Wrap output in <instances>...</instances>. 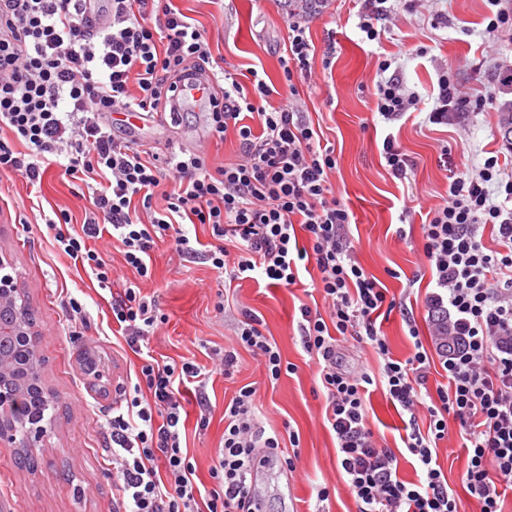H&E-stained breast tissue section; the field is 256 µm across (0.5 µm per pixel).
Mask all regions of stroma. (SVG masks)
<instances>
[{
	"label": "stroma",
	"mask_w": 512,
	"mask_h": 512,
	"mask_svg": "<svg viewBox=\"0 0 512 512\" xmlns=\"http://www.w3.org/2000/svg\"><path fill=\"white\" fill-rule=\"evenodd\" d=\"M176 5L204 27L215 61H226L241 73L251 67L263 71L268 83L281 86L279 58L290 18L284 0H176ZM366 9L365 0H333L330 8L303 17L315 53L312 79L299 83L298 90L314 124L335 147L337 168L330 181L353 215L350 231L361 265L384 281L403 307L412 308L420 339L431 350L433 325L424 304L431 274L420 212L442 202L453 175L478 166L489 154L507 156L499 115L502 105L512 101V86L500 83L497 67L512 64V34L488 41V0H424L416 12L402 14L380 41L369 42L358 28ZM381 56L394 60L400 79L420 98L417 110L392 123L383 122L374 110L376 60ZM444 63L452 66L460 85L494 101L492 110L469 116L464 141L458 127L425 119L435 105ZM205 135L204 115L189 108L180 125L144 129L140 140L161 152L169 145L206 140ZM389 135L414 162L408 179L395 178L385 166L382 143ZM87 207L85 185L62 177L54 164L35 186L18 175L0 179V251L12 258L18 285L35 312L44 380L60 397L50 447L38 453L36 473L18 469L12 449L0 447V512H112V409L120 404L129 368L139 365L140 358L113 334L110 304L113 293L133 281L134 274L126 268L118 242L104 235L95 246L112 262L113 283L100 288L59 251L46 228L63 210L72 224H82ZM151 262L152 279L142 288L157 295L166 318L150 338L156 359L185 358L211 366L212 350L234 344L240 311L248 308L262 318L263 331L276 342L283 363L294 366L272 381L250 352L240 351L232 378L216 374L208 381L212 412L204 429L198 426L193 391L184 389L181 439L198 479L210 480L209 467L224 434L225 400L250 384L257 390L265 428L294 431L300 440L293 477H286L275 461L257 477L265 512H307L315 505L316 486L324 483L334 488L327 512H356L337 463L336 439L323 420L316 366L300 344L299 306L310 275L301 273V285L292 288L253 280L228 285L208 263L184 260L165 242L157 244ZM391 269L399 271V278L388 277ZM73 299L87 315L86 327L71 326ZM86 355L94 356L101 381L84 370ZM367 408L377 440L400 459L401 479L416 481L413 459L403 444L407 415L378 385L370 388ZM437 453L464 512H475L460 481L468 461L460 436L454 433L440 442Z\"/></svg>",
	"instance_id": "stroma-1"
}]
</instances>
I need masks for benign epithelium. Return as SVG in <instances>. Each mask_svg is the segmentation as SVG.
Returning a JSON list of instances; mask_svg holds the SVG:
<instances>
[{"label":"benign epithelium","mask_w":512,"mask_h":512,"mask_svg":"<svg viewBox=\"0 0 512 512\" xmlns=\"http://www.w3.org/2000/svg\"><path fill=\"white\" fill-rule=\"evenodd\" d=\"M11 267L13 264L10 257L0 254V314H8L14 320L20 319V322L5 330L17 346L15 361L11 364L0 360V446L13 448L17 451V457L26 458L44 447L47 431L41 420L45 410L43 402L39 400L27 422L19 424L13 419L12 409L19 394V382L13 367L40 377L44 357L40 351L36 352L34 358L27 354L31 345L39 344L38 332L30 319V305L19 291L14 276L5 272V269Z\"/></svg>","instance_id":"1"}]
</instances>
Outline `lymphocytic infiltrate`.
Segmentation results:
<instances>
[{"label": "lymphocytic infiltrate", "mask_w": 512, "mask_h": 512, "mask_svg": "<svg viewBox=\"0 0 512 512\" xmlns=\"http://www.w3.org/2000/svg\"><path fill=\"white\" fill-rule=\"evenodd\" d=\"M89 1L100 26L85 16ZM310 51L305 26L289 21L281 95L259 74L245 85L227 68H210L205 29L173 0H0V174L17 173L34 185L57 162L64 176L93 184L81 228L64 215L47 229L106 288L112 266L91 242L110 225L139 278L112 297V320L142 360L124 408L112 418V450L122 455L115 512H259L253 488L259 468L276 460L286 472L297 469V456L281 448L284 439L260 427L257 390L245 385L224 404L212 485L195 480L180 441V387L194 385L199 424L207 426L209 376L191 361L169 363L148 353L164 316L157 296L140 288L152 276L157 242L169 241L181 256L191 253L190 223L211 225L214 244L205 257L229 280L257 276L290 287L299 283L300 268H316L313 289L326 308L301 304L300 340L317 367L325 421L356 512H461L437 456L453 425L469 455L461 481L479 512H502L501 496L512 489V167L499 156L485 158L479 170L449 184L447 199L422 224L434 279L425 304L435 315L445 373L429 387L432 358L415 321L407 323L414 352L403 360L393 358L376 326L381 310L397 301L356 257L349 209L330 183L335 148L322 142L301 104L296 80L311 73ZM390 66L378 60L383 77L374 91L375 110L388 122L417 103L389 75ZM206 69L221 90L210 103L208 134L235 137V162L209 165L192 146L161 157L114 134L112 113L168 106L185 77ZM491 105L445 70L428 120L451 124ZM158 195L166 201L160 210L153 206ZM486 226L494 233L489 245ZM349 339L382 359L393 404L429 417L427 430L411 425L404 440L416 481L399 478L398 457L374 437L366 405L371 375L337 363L336 350ZM243 349L258 357L270 379H279L280 352L249 309L241 312L235 345L214 353L221 374H233Z\"/></svg>", "instance_id": "obj_1"}]
</instances>
